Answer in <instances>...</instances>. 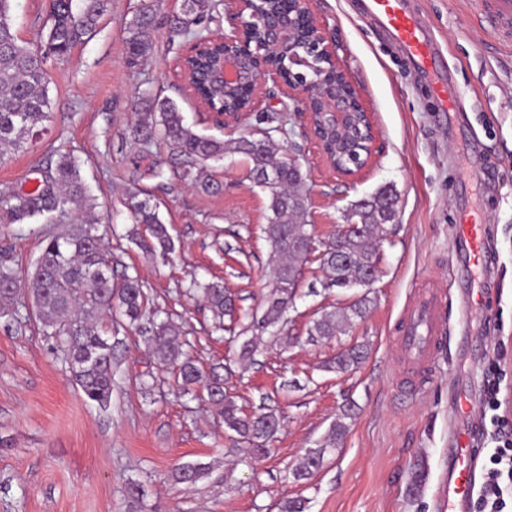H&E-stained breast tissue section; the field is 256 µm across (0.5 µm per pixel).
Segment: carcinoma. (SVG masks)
I'll return each instance as SVG.
<instances>
[{
	"mask_svg": "<svg viewBox=\"0 0 512 512\" xmlns=\"http://www.w3.org/2000/svg\"><path fill=\"white\" fill-rule=\"evenodd\" d=\"M14 0H0V154L15 150L46 131L51 118V99L46 66L49 61L64 62L73 50L96 30L108 12L109 0H48V19L36 35L37 47L31 48L14 27ZM163 0H141L125 23L129 34V63L139 65L147 59L153 44L149 38ZM215 5L207 0H183L181 11L167 17L170 40H184L208 30L206 21ZM137 121L130 136L147 153L158 141L182 158V179H190L201 190H218L202 177L209 163H219L229 154L244 156L250 165L248 177L268 196L267 224L263 229L271 253L279 258L269 271L271 290L265 298L256 323L259 328L275 330L284 344L292 343L288 333V309L298 288V272L305 260V247L312 233L307 224L308 190L306 177L298 161L259 129L228 140L201 135L185 123L172 99L144 93L138 99ZM40 181L31 191L15 192L0 206L1 224H24L40 219L74 214L76 223L64 231L47 235L41 241L35 262L30 293L36 317L45 335L55 338L64 352L73 375L87 400L101 407L112 398V317L117 311L129 323L141 321L147 312L148 294L137 276H125L112 283V256L101 245L96 224L98 203L81 173L80 161L69 152L56 153V159L40 169ZM369 203H351L358 233L339 234L322 244L325 251L321 266L328 272V286L349 290L366 271L377 264L375 241L387 225L397 221L398 197L389 187H381L367 196ZM133 223L143 224L149 236L140 239L141 247L167 256L174 242L167 225L151 199L128 196ZM204 303L221 317L233 310L232 295L219 282H208L195 289ZM17 294L15 276L0 268V311L19 315L14 307ZM368 299L362 297L342 311L326 312L314 321L309 335L332 337L352 320L363 318ZM157 359L162 366H175L182 390L189 394L200 388L208 404L223 420L224 428L243 438L258 457L280 428V417L271 409L247 414L238 407L224 387V376L215 370L204 371L183 358V331L166 319L151 320ZM368 354L363 344L350 346L336 355L328 367L347 372L358 367ZM353 418L346 409L330 427L323 444L309 450L291 471L301 481L319 469L327 449L339 446L347 432L346 420ZM201 463H187L172 473L173 481L187 488L205 475Z\"/></svg>",
	"mask_w": 512,
	"mask_h": 512,
	"instance_id": "obj_1",
	"label": "carcinoma"
}]
</instances>
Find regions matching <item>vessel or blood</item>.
I'll use <instances>...</instances> for the list:
<instances>
[{"instance_id": "1", "label": "vessel or blood", "mask_w": 512, "mask_h": 512, "mask_svg": "<svg viewBox=\"0 0 512 512\" xmlns=\"http://www.w3.org/2000/svg\"><path fill=\"white\" fill-rule=\"evenodd\" d=\"M365 9L420 69H432L437 51L419 16L408 10L404 0H365ZM478 15L503 43H512V0H481ZM453 237L465 244L470 259L483 258L482 229L469 217H462ZM441 303V296L426 291L408 310L396 338L408 364H430L433 340L444 330ZM478 456L477 440L470 429L455 430L448 443V493L443 512H470L479 480Z\"/></svg>"}]
</instances>
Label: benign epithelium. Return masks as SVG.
Instances as JSON below:
<instances>
[{
    "label": "benign epithelium",
    "mask_w": 512,
    "mask_h": 512,
    "mask_svg": "<svg viewBox=\"0 0 512 512\" xmlns=\"http://www.w3.org/2000/svg\"><path fill=\"white\" fill-rule=\"evenodd\" d=\"M252 2L224 0L230 31L188 41L176 62L177 77L198 107L210 111L209 103L195 96L187 59L208 46L224 45V52L209 60L207 84L225 95L243 87L250 91L243 109L218 116L224 128L236 129L250 115L263 111L266 85L270 82L282 93L298 99V111L306 117L324 161L343 176L361 173L375 155L376 133L371 113L348 71L338 61L335 40L321 27L311 0H293L294 9L290 13L265 18L255 12ZM259 28L262 42L254 44L248 35ZM322 62L335 72L336 83L328 85L318 77ZM318 123L333 130L340 143L357 137L360 151L345 162L337 160V155L329 152L320 137Z\"/></svg>",
    "instance_id": "obj_1"
}]
</instances>
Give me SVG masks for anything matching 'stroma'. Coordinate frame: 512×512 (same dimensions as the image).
<instances>
[{
	"label": "stroma",
	"mask_w": 512,
	"mask_h": 512,
	"mask_svg": "<svg viewBox=\"0 0 512 512\" xmlns=\"http://www.w3.org/2000/svg\"><path fill=\"white\" fill-rule=\"evenodd\" d=\"M139 3L112 0L96 32L67 62L48 63V130L0 155V198L33 188L55 150L72 151L100 205L98 234L112 255L114 281L139 275L151 311L183 324L185 353L206 369L228 367L227 386L238 405L249 413L276 410L283 426L268 454L254 458L202 398L182 392L175 368L159 364L149 320L137 327L113 322L112 401L103 408L86 400L40 322L24 314L1 317L0 512H280L289 498L304 499L306 512H439L455 423L482 428L490 422L484 393L490 366L501 378L500 412L512 421V46L476 23L470 0H406L442 52V77L460 103L447 111L431 78L366 14L363 0H313L373 114V167L355 179L334 174L299 121L296 100L278 91L245 125L272 130L273 140L298 158L318 239L335 234L350 203L383 186L396 190L399 215L378 246L379 275L368 291L328 287L318 262L308 263L288 313L298 343L287 348L271 332L259 333L258 352L242 363L237 351L247 317L268 290L271 253L262 234L268 200L248 180L241 155L206 168V177L222 185L206 194L178 178L182 163L168 147L145 159L126 140L145 91L172 98L197 133L230 136L174 74L181 48L170 45L165 18L179 11L181 0H165L148 62L127 64L124 22ZM475 169L485 178L470 179ZM136 187L157 203L174 239L169 261L135 243L140 227L126 203ZM464 212L482 222L488 253L481 273L450 254L451 229ZM66 226L63 220L0 223V266L14 272L22 304L30 302L41 239ZM452 273L472 285L480 303L464 325L456 306L448 307L453 326L420 378L401 363L396 329L414 295L447 287ZM195 281L222 282L235 296L233 315L216 320L201 299L187 296ZM364 294L370 299L364 318L334 337L310 338L323 313ZM359 343L370 348L365 362L344 373L327 369L339 349ZM452 386L468 395L458 418L448 403ZM348 404L356 415L342 445L327 450L309 479L294 481L291 470ZM186 463L208 467L187 490L171 477ZM417 470L425 479L414 493L409 481ZM133 483L142 492L136 506L126 495Z\"/></svg>",
	"instance_id": "obj_1"
}]
</instances>
